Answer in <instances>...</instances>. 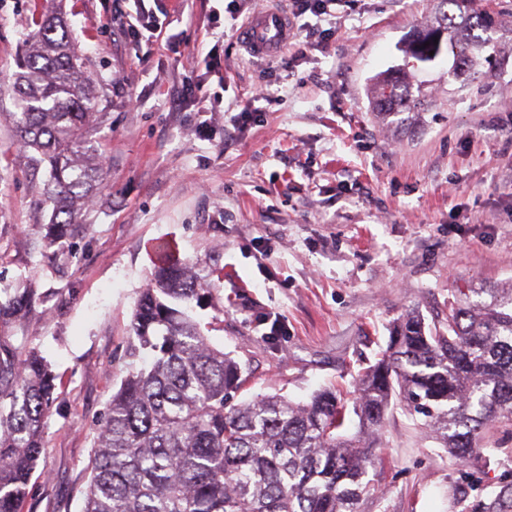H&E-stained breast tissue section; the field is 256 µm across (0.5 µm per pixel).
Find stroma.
Returning a JSON list of instances; mask_svg holds the SVG:
<instances>
[{
    "instance_id": "obj_1",
    "label": "stroma",
    "mask_w": 512,
    "mask_h": 512,
    "mask_svg": "<svg viewBox=\"0 0 512 512\" xmlns=\"http://www.w3.org/2000/svg\"><path fill=\"white\" fill-rule=\"evenodd\" d=\"M107 117L91 135L107 162L93 211L65 243L64 272L38 282L45 312L29 343L57 376L44 452L24 512H81L95 429L128 373L135 305L155 265L150 241L217 285L204 331L246 368L242 399L301 403L354 389L409 311L446 327L453 289L512 281V57L495 77L449 78L447 56L418 73L427 111H372L370 77L429 0H351L326 47L253 61L231 27L263 0H144L159 27L128 26L133 0H60ZM29 0H0V74L10 75ZM204 84L205 97L191 94ZM0 121V289L41 261L35 195ZM377 489L362 512H448L464 479L415 417L387 414Z\"/></svg>"
}]
</instances>
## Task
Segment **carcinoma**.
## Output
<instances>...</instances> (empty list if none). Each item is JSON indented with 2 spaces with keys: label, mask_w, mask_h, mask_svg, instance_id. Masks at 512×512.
<instances>
[{
  "label": "carcinoma",
  "mask_w": 512,
  "mask_h": 512,
  "mask_svg": "<svg viewBox=\"0 0 512 512\" xmlns=\"http://www.w3.org/2000/svg\"><path fill=\"white\" fill-rule=\"evenodd\" d=\"M31 2L39 17L0 96L12 93L9 116L38 190L45 232L32 249L45 259L42 274H60L62 243L104 179L88 136L104 112L61 13ZM502 16L477 0H430L401 48L404 65L371 79L372 110H425L428 94L409 68L443 53L453 57L452 78L490 76L512 53ZM207 294L190 261L155 265L129 324L128 374L98 425L82 512H359L375 493L368 468L393 406L423 416L470 478L486 479L496 457H512L492 444L493 425L512 426V283L454 289L444 330L403 315L352 398L325 389L305 404L278 394L238 400L243 368L189 314ZM48 299L31 280L0 294V512H22L44 449L56 375L15 329ZM351 413L355 436L344 433ZM471 512H512V482Z\"/></svg>",
  "instance_id": "1"
}]
</instances>
